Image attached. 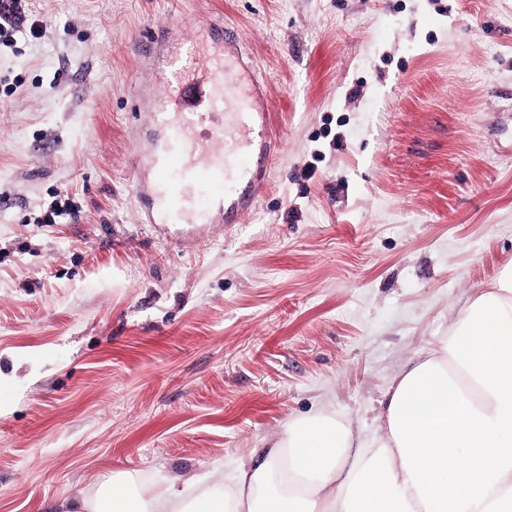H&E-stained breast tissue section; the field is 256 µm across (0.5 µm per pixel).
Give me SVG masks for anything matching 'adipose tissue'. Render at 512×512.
Returning <instances> with one entry per match:
<instances>
[{"label":"adipose tissue","mask_w":512,"mask_h":512,"mask_svg":"<svg viewBox=\"0 0 512 512\" xmlns=\"http://www.w3.org/2000/svg\"><path fill=\"white\" fill-rule=\"evenodd\" d=\"M134 494L108 508L79 494L65 512H512V266L472 299L433 353L399 376L381 403L373 444L320 413L293 420L253 449L215 499L195 482L125 474Z\"/></svg>","instance_id":"adipose-tissue-1"}]
</instances>
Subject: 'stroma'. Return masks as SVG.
Instances as JSON below:
<instances>
[{
	"instance_id": "35a3bbf8",
	"label": "stroma",
	"mask_w": 512,
	"mask_h": 512,
	"mask_svg": "<svg viewBox=\"0 0 512 512\" xmlns=\"http://www.w3.org/2000/svg\"><path fill=\"white\" fill-rule=\"evenodd\" d=\"M0 50V512L231 476L291 420L373 440L512 265V0H29ZM220 16L282 150L237 224H152L131 41ZM67 187L73 221L43 218ZM26 2V0L0 1V46H13L16 43V33L24 36L30 35L35 39L43 36V22L32 20L35 15L28 8Z\"/></svg>"
}]
</instances>
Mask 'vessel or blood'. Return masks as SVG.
I'll use <instances>...</instances> for the list:
<instances>
[{
  "label": "vessel or blood",
  "mask_w": 512,
  "mask_h": 512,
  "mask_svg": "<svg viewBox=\"0 0 512 512\" xmlns=\"http://www.w3.org/2000/svg\"><path fill=\"white\" fill-rule=\"evenodd\" d=\"M177 23L157 22L136 46L153 55L154 81L165 92L155 109L167 114V134L149 156L153 186L167 220L182 224H233L258 198L265 177L251 157L272 149L266 115L258 108L266 91L233 33L213 18L193 39V51L176 77L167 64L180 48ZM223 120L208 137L198 128L206 116ZM206 189L222 208L201 207L195 188Z\"/></svg>",
  "instance_id": "1"
}]
</instances>
